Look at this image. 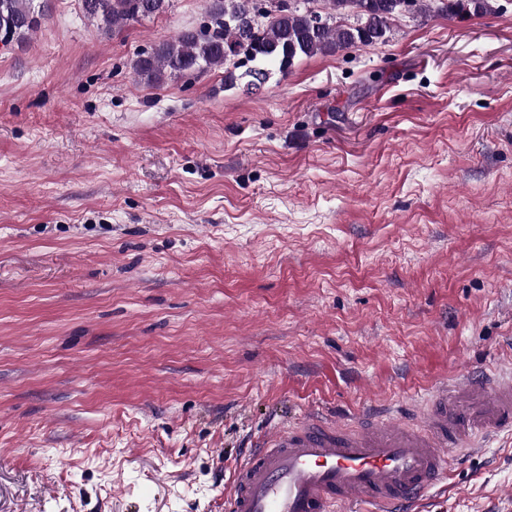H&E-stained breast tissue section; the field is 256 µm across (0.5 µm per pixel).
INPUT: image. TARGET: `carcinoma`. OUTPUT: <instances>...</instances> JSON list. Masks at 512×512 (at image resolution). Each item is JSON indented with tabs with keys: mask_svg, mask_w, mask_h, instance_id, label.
<instances>
[{
	"mask_svg": "<svg viewBox=\"0 0 512 512\" xmlns=\"http://www.w3.org/2000/svg\"><path fill=\"white\" fill-rule=\"evenodd\" d=\"M172 0H82L90 18L112 28L166 12ZM432 0H207L206 21L155 42L137 55V81L159 86L166 80L220 68L235 57L253 63L246 76L269 79L268 64L287 76L302 57L332 55L384 40L393 23L424 13ZM50 0H0V43L27 38L50 13ZM446 14L494 11L492 0L445 3Z\"/></svg>",
	"mask_w": 512,
	"mask_h": 512,
	"instance_id": "obj_1",
	"label": "carcinoma"
}]
</instances>
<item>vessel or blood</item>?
I'll use <instances>...</instances> for the list:
<instances>
[{
  "label": "vessel or blood",
  "instance_id": "vessel-or-blood-1",
  "mask_svg": "<svg viewBox=\"0 0 512 512\" xmlns=\"http://www.w3.org/2000/svg\"><path fill=\"white\" fill-rule=\"evenodd\" d=\"M512 432V375L439 385L420 414L345 423L320 413L274 425L237 465L224 512H399L447 478L450 455Z\"/></svg>",
  "mask_w": 512,
  "mask_h": 512
}]
</instances>
